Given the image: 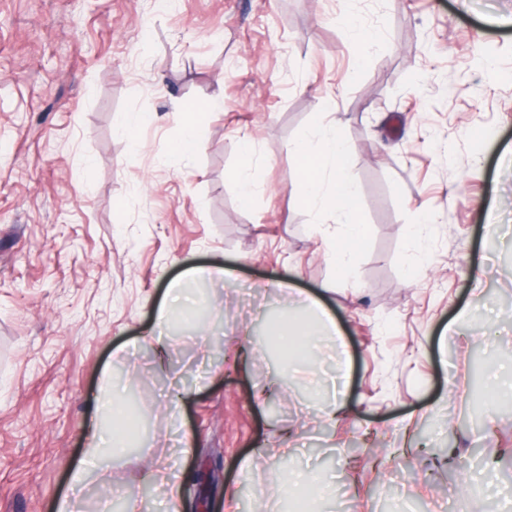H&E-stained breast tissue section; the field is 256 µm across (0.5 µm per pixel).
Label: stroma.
I'll return each instance as SVG.
<instances>
[{"instance_id": "1", "label": "stroma", "mask_w": 512, "mask_h": 512, "mask_svg": "<svg viewBox=\"0 0 512 512\" xmlns=\"http://www.w3.org/2000/svg\"><path fill=\"white\" fill-rule=\"evenodd\" d=\"M204 101L223 108L198 152L172 153ZM135 112L136 146L118 132ZM321 115L367 229L344 277L341 226L292 194L289 147ZM216 263L232 278L167 316L159 367L145 335L169 284ZM311 293L350 357L337 423L331 342L297 374L279 353ZM492 380L512 381V0H0V512H57L82 463L78 512L128 487L153 501L138 477L161 458L185 477L154 512H287L288 471L331 479L316 512H512V398ZM116 391L133 450L86 461ZM253 146L245 143L242 148L240 162L236 172L241 197L247 201L253 194L252 167L254 162Z\"/></svg>"}]
</instances>
